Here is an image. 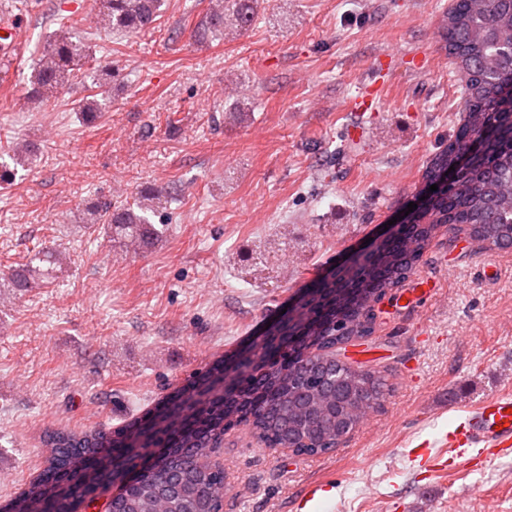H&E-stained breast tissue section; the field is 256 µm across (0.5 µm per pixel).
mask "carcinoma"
<instances>
[{
  "mask_svg": "<svg viewBox=\"0 0 512 512\" xmlns=\"http://www.w3.org/2000/svg\"><path fill=\"white\" fill-rule=\"evenodd\" d=\"M163 0H100L97 24L126 34L152 32ZM260 8V0H209L193 30L200 43L244 34ZM443 29L448 54L465 72L460 105L466 112L453 140L435 159L428 178L440 181L454 159L455 145L480 133L496 117L498 94L512 83V0H456ZM90 57L60 26L43 44L35 61L28 98L34 103L54 97ZM38 147L19 142L12 159L31 165ZM512 136L488 142L484 157L467 171L465 181L443 187L429 197L431 223L399 230L376 260L359 271L345 288L311 289L319 295L302 331L284 354L268 347L273 367L239 386L213 405L186 414L169 426L164 437L171 451L157 457L112 495L108 512H220L224 469L212 462L227 431L243 426L270 448H290L297 454L328 453L358 425L364 412L380 405L387 391L377 371L351 367L340 357L342 345L373 332L374 307L388 290L412 273L437 229L468 226L470 237L496 248L512 246ZM172 195L162 187L139 191L130 205L115 206L99 198L86 206L84 223L105 224L112 241L154 246L163 229L149 216L170 206ZM63 251L43 250L29 262L0 273L12 288L30 292L53 278ZM42 474L14 498L15 512H77L76 499H94L112 487L108 463L130 462L120 435L95 430L54 431L47 435Z\"/></svg>",
  "mask_w": 512,
  "mask_h": 512,
  "instance_id": "1",
  "label": "carcinoma"
}]
</instances>
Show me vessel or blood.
I'll use <instances>...</instances> for the list:
<instances>
[{
  "label": "vessel or blood",
  "mask_w": 512,
  "mask_h": 512,
  "mask_svg": "<svg viewBox=\"0 0 512 512\" xmlns=\"http://www.w3.org/2000/svg\"><path fill=\"white\" fill-rule=\"evenodd\" d=\"M490 456L512 452V395L486 398L448 433V453L440 455L422 447L419 455L428 467L460 465L469 449Z\"/></svg>",
  "instance_id": "vessel-or-blood-1"
}]
</instances>
